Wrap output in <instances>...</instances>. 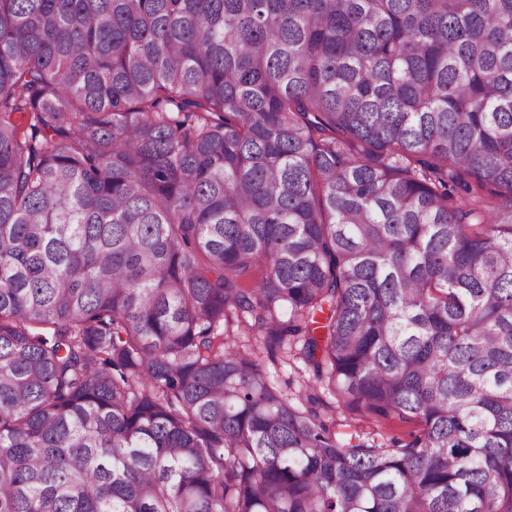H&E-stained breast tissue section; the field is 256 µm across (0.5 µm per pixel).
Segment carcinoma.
Here are the masks:
<instances>
[{
  "label": "carcinoma",
  "mask_w": 512,
  "mask_h": 512,
  "mask_svg": "<svg viewBox=\"0 0 512 512\" xmlns=\"http://www.w3.org/2000/svg\"><path fill=\"white\" fill-rule=\"evenodd\" d=\"M0 512H512V0H0ZM284 355L276 351L273 356L266 352L263 354V365L270 378L278 383V385L288 394H292L298 389L301 377L306 379L304 373L296 368L303 369L300 362H292L283 358ZM326 400L333 406L329 410L325 409L327 417L330 418V427L342 443L355 444L358 442V439L371 442L375 439L376 442L383 443L393 436L403 438L410 430L409 425L397 422H383L376 425L375 423L369 424L368 422L354 419L352 415L342 412L341 409L337 408L332 397L328 395ZM335 405L336 409L334 408Z\"/></svg>",
  "instance_id": "cac0c4a2"
}]
</instances>
